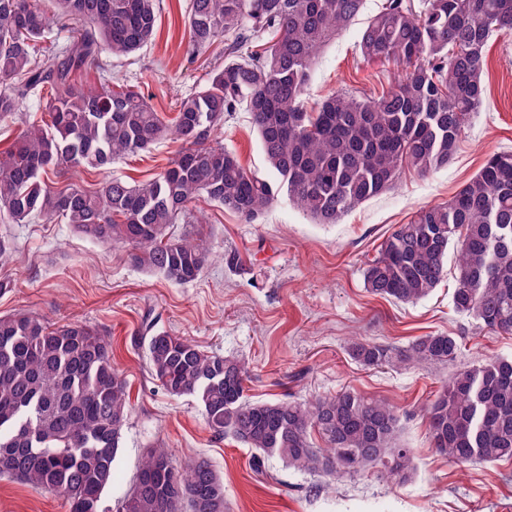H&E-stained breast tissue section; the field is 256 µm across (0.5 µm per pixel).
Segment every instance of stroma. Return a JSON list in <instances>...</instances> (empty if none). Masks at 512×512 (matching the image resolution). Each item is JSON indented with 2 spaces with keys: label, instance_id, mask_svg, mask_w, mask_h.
<instances>
[{
  "label": "stroma",
  "instance_id": "35a3bbf8",
  "mask_svg": "<svg viewBox=\"0 0 512 512\" xmlns=\"http://www.w3.org/2000/svg\"><path fill=\"white\" fill-rule=\"evenodd\" d=\"M188 12L189 0H159L152 44L127 58L102 56L77 76V84L94 87L102 75L112 74L128 81L159 115L175 117L180 98L224 63L220 39L197 56L187 55ZM360 31V25H353L325 48L307 91L309 106L339 89L376 98L396 81V68L363 60ZM483 79L484 104L448 166L426 176L403 173L390 190L339 223H314L285 198L253 223L199 200L214 260L188 284L146 274L122 251L93 242L54 218L0 224V234L12 242L8 258L0 259V280L11 283L10 291L0 295V316L24 311L57 324L82 322L112 345L114 365L130 392L115 461L122 486L130 485L147 449L161 444L178 466L196 456L208 458L224 480L231 512H512V460H448L430 444L426 414L454 372L490 356L512 357V335L457 313L453 278L414 304L376 297L363 279L366 262L394 227L408 223L419 207L448 202L491 154L512 149V34L489 39ZM217 135L247 170L263 173L248 113H235ZM180 148L170 136L116 161L109 171L84 169L72 179L88 189L98 188L109 174L143 181L166 167ZM231 249L239 252L241 266L224 264L222 257ZM147 315L158 329L245 360L251 400L307 401L343 388L386 399L402 415L401 440L413 453V478L393 485L362 470L328 481L275 459L256 467L254 450L212 435L193 397L170 396L152 377L146 350L133 345ZM432 333L458 341L453 362L366 367L347 351L358 338L404 348ZM0 512L69 509L59 496L3 477Z\"/></svg>",
  "mask_w": 512,
  "mask_h": 512
}]
</instances>
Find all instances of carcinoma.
<instances>
[{
    "label": "carcinoma",
    "mask_w": 512,
    "mask_h": 512,
    "mask_svg": "<svg viewBox=\"0 0 512 512\" xmlns=\"http://www.w3.org/2000/svg\"><path fill=\"white\" fill-rule=\"evenodd\" d=\"M59 19L80 24L73 38L43 54L51 33L43 0H0V120L41 111L51 122L27 126L0 149V221L30 224L60 216L87 238L122 249L130 263L174 284L197 280L211 262L206 235H175L203 224L204 198L253 222L284 194L317 224H336L387 190L405 170L420 174L452 159L484 100L485 49L512 32V0H385L360 34L368 62L401 67L377 98L333 91L305 104L321 50L363 14L366 0H190L188 53L224 38V67L180 99L168 124L136 91L115 84L85 90L73 75L104 55L126 57L155 37L157 0H52ZM252 47L248 54L241 53ZM250 113L265 173L247 171L213 132L240 110ZM174 135L183 150L138 183L111 178L95 190L53 188L85 167L105 168ZM459 313L512 333V150L489 156L448 202L424 206L400 224L363 270L369 293L401 303L429 296L448 276ZM160 385L192 396L217 438L256 450V464L336 479L365 468L393 484L415 470L399 442L401 415L381 398L352 389L307 402L252 401L248 366L194 340L142 323ZM458 342L422 336L393 352L355 341L349 354L367 367L395 361L448 363ZM129 392L97 331L56 325L28 312L0 317V477L54 493L69 512H101L128 416ZM436 451L458 463L512 460V358L490 357L455 372L428 411ZM324 442L317 447L312 434ZM117 512H230L224 483L204 457L173 465L162 446L148 450Z\"/></svg>",
    "instance_id": "carcinoma-1"
}]
</instances>
